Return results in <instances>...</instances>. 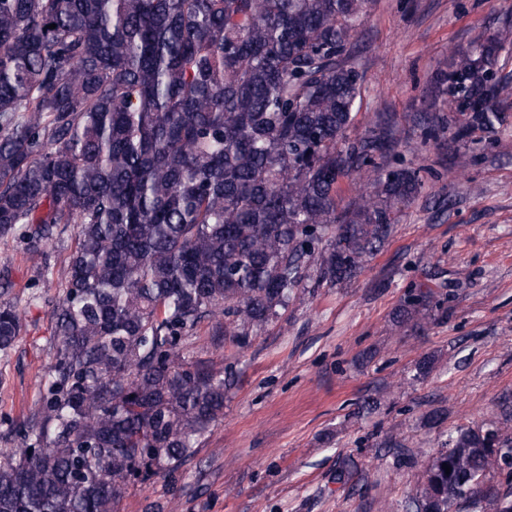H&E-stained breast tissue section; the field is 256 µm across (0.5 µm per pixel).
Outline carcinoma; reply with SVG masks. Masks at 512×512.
Returning <instances> with one entry per match:
<instances>
[{
    "mask_svg": "<svg viewBox=\"0 0 512 512\" xmlns=\"http://www.w3.org/2000/svg\"><path fill=\"white\" fill-rule=\"evenodd\" d=\"M366 4L0 0V236L22 231L33 261L74 236L39 424L0 448V512H116L132 478L177 471L235 383L190 360L193 330L244 348L305 289L360 273L423 194L387 160L396 124L348 137ZM508 46L505 25L454 53L448 114L409 117L425 138L503 123ZM345 178L362 190L341 208ZM434 296L415 285L394 322L424 327ZM21 331L1 302L0 351ZM497 448L512 434L457 426L408 512H512Z\"/></svg>",
    "mask_w": 512,
    "mask_h": 512,
    "instance_id": "obj_1",
    "label": "carcinoma"
}]
</instances>
